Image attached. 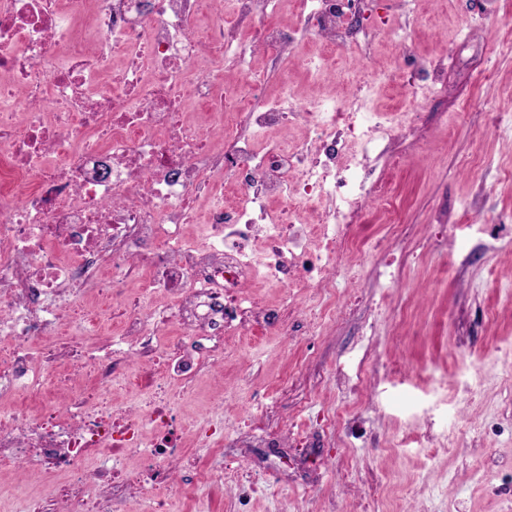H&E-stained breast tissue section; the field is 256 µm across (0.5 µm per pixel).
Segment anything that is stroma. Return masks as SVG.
<instances>
[{"instance_id": "1", "label": "stroma", "mask_w": 512, "mask_h": 512, "mask_svg": "<svg viewBox=\"0 0 512 512\" xmlns=\"http://www.w3.org/2000/svg\"><path fill=\"white\" fill-rule=\"evenodd\" d=\"M373 2L369 42L334 50L307 30L287 63L252 64L267 77L263 99L345 101L364 79L375 110L415 123L394 170L356 143L341 157L386 176L402 265L385 288L377 253L353 265L343 252L334 287L246 288L265 308L287 306L288 333L225 337L223 365L194 372L176 416L195 464L169 462L168 512H512V226L493 251L483 231L512 216V136L490 120L512 115V53L501 50L512 0ZM393 28L422 63H440L445 91L419 73L418 96L406 95ZM302 57L321 58L320 82ZM439 227L444 259L419 249ZM211 423L248 431L250 447H197ZM279 438L289 447H271ZM66 481L4 470L0 512Z\"/></svg>"}]
</instances>
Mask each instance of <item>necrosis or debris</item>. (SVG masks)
I'll use <instances>...</instances> for the list:
<instances>
[{
    "instance_id": "1",
    "label": "necrosis or debris",
    "mask_w": 512,
    "mask_h": 512,
    "mask_svg": "<svg viewBox=\"0 0 512 512\" xmlns=\"http://www.w3.org/2000/svg\"><path fill=\"white\" fill-rule=\"evenodd\" d=\"M272 0H0V469L67 471L55 499L29 500L21 512H112L130 478L93 463L143 456L151 512H167L168 461L182 436L170 382L189 385V363L223 356L230 335L287 332L279 313L242 295L256 277L274 288L329 287L336 255L352 240L366 198L382 192L359 169L337 165L344 144L363 151L413 136L377 112L347 121L363 100H318L295 107L285 95L255 106L264 73L256 53L282 57L298 31L268 23ZM368 0H302L305 27L329 46L357 42ZM242 81L224 86L227 63ZM309 117L306 139L270 143ZM200 236L185 232L198 206ZM315 210L324 242L307 246ZM265 248L253 254L251 244ZM142 291H126L131 278ZM94 288L97 305L78 302ZM165 291L171 305L149 310ZM116 323L108 349L82 342L103 319ZM188 333L159 351L161 336ZM54 346H45V339ZM149 356L143 382L130 355ZM83 377L79 397L58 402L64 369ZM142 385L134 408L117 409L103 391L114 374Z\"/></svg>"
}]
</instances>
